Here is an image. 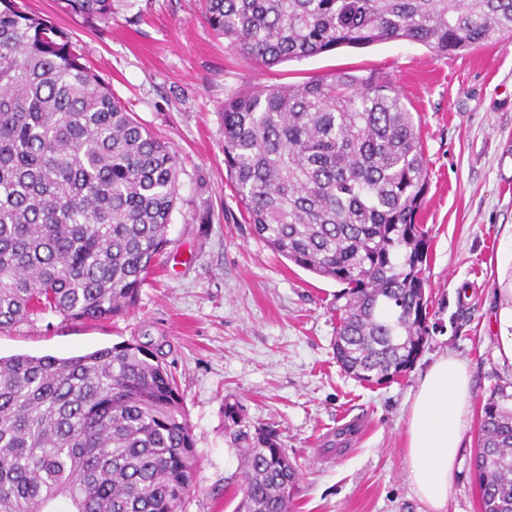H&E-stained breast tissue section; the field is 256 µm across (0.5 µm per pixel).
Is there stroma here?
<instances>
[{
	"mask_svg": "<svg viewBox=\"0 0 512 512\" xmlns=\"http://www.w3.org/2000/svg\"><path fill=\"white\" fill-rule=\"evenodd\" d=\"M69 32L116 97L175 151L183 170L171 245L128 314L46 313L0 331V356L80 355L123 341L163 353L183 392L199 459L183 512H234L238 460L224 408L275 426L302 476L292 512H424L403 448L407 412L440 355L467 361L473 401L447 512H480L470 467L481 410L512 393L498 314L512 307V33L441 56L385 41L264 68L230 53L200 0H138L91 27L59 0H17ZM379 71L411 105L429 165L420 222L430 236L429 334L394 382L362 384L331 348L341 284L274 256L253 234L224 166V100L244 86Z\"/></svg>",
	"mask_w": 512,
	"mask_h": 512,
	"instance_id": "35a3bbf8",
	"label": "stroma"
}]
</instances>
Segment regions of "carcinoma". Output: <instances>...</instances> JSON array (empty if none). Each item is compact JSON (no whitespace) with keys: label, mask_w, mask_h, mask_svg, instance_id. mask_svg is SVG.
Segmentation results:
<instances>
[{"label":"carcinoma","mask_w":512,"mask_h":512,"mask_svg":"<svg viewBox=\"0 0 512 512\" xmlns=\"http://www.w3.org/2000/svg\"><path fill=\"white\" fill-rule=\"evenodd\" d=\"M115 0H62L108 24ZM227 48L259 66L407 40L439 54L512 32V0H203ZM224 164L271 251L344 285L333 343L353 379L406 373L428 334V161L386 75L343 71L224 100ZM178 154L50 21L0 0V328L51 311L124 316L171 240ZM235 512H291L301 469L277 431L234 404ZM198 457L158 353L0 356V512H181ZM482 512H512V408L483 405L473 457Z\"/></svg>","instance_id":"cac0c4a2"}]
</instances>
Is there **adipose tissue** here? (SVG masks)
Masks as SVG:
<instances>
[{
  "mask_svg": "<svg viewBox=\"0 0 512 512\" xmlns=\"http://www.w3.org/2000/svg\"><path fill=\"white\" fill-rule=\"evenodd\" d=\"M472 398L467 365L445 354L424 372L411 399L405 448L408 481L427 512H446L448 508Z\"/></svg>",
  "mask_w": 512,
  "mask_h": 512,
  "instance_id": "ef3b65f1",
  "label": "adipose tissue"
}]
</instances>
